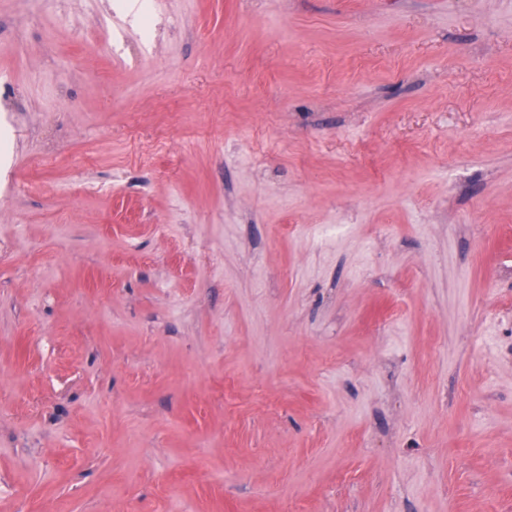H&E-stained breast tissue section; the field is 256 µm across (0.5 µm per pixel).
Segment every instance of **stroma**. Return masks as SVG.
Masks as SVG:
<instances>
[{"label": "stroma", "instance_id": "stroma-1", "mask_svg": "<svg viewBox=\"0 0 512 512\" xmlns=\"http://www.w3.org/2000/svg\"><path fill=\"white\" fill-rule=\"evenodd\" d=\"M0 0V512H512V0Z\"/></svg>", "mask_w": 512, "mask_h": 512}]
</instances>
